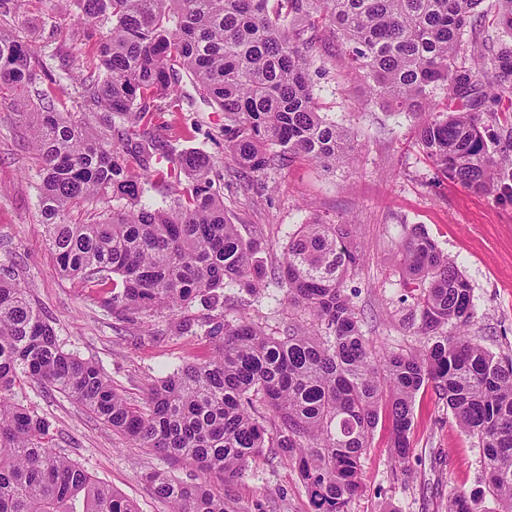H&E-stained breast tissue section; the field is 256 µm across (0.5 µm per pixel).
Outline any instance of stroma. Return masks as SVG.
Instances as JSON below:
<instances>
[{
  "instance_id": "obj_1",
  "label": "stroma",
  "mask_w": 512,
  "mask_h": 512,
  "mask_svg": "<svg viewBox=\"0 0 512 512\" xmlns=\"http://www.w3.org/2000/svg\"><path fill=\"white\" fill-rule=\"evenodd\" d=\"M74 27L71 16L50 10L46 0H18L9 30L40 48L45 63L40 87L56 108L76 113L98 131L99 112L88 110L69 80L58 77L60 55L88 60L96 53V37L73 38ZM329 51L326 73L316 86L317 102L329 119L349 130L356 157L354 165L336 173L297 160L268 169L261 188L245 189L243 169L224 153L223 113L206 105L188 81L183 90L191 105L162 113L156 121L184 147L222 160L224 211L243 237L263 239L260 256L266 267L280 263L290 236L311 219L356 224L352 246L363 261L347 280L346 292L378 352L407 353L423 344L404 320L410 302L395 257L403 225L420 224L472 288L475 317L468 335L496 355H512V194H476L439 176L416 143L419 116L371 101L343 52L334 45ZM38 187L39 161L19 100L0 93V271H9L27 289L65 349L98 364L130 403H140L153 381L184 362L210 356L204 332L180 329L184 320L208 316L201 303L123 322L101 307L95 290L61 277L40 222ZM278 294L273 287L257 294L225 291L223 313L229 319L246 316L273 336L309 322L307 312L289 308ZM13 397L52 423L62 452L132 499L139 512H170L145 475L161 469L184 479L188 466L132 446L82 406L31 380L18 382ZM410 440L409 461L395 463L389 423L380 418L361 459L362 491L347 512H448L452 493L484 489L481 443L457 425L433 388L416 396ZM224 498L230 512H314L293 464L267 455L250 461L238 479L225 484Z\"/></svg>"
}]
</instances>
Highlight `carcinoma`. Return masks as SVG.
<instances>
[{"label": "carcinoma", "instance_id": "carcinoma-1", "mask_svg": "<svg viewBox=\"0 0 512 512\" xmlns=\"http://www.w3.org/2000/svg\"><path fill=\"white\" fill-rule=\"evenodd\" d=\"M55 2L99 32L94 61L66 54L62 69L77 97L105 112L111 132L99 134L48 101L26 113L40 160L42 224L60 275L97 289L101 306L124 321L197 300L215 310L226 289L273 284L313 320L277 337L244 317L211 315L210 358L156 380L134 405L97 365L64 349L25 289L0 276V512H138L55 448L52 424L12 397L22 379L200 473L197 481L146 474L171 512H228L207 477L233 481L262 454L295 463L315 512H347L380 412L393 458L408 462L415 398L430 384L481 441L488 492L500 512H512V358L465 336L472 288L423 227L404 226L398 257L413 299L407 320L426 344L381 355L345 293L361 261L353 225H300L269 271L257 258L261 239H245L224 212L214 157L148 127L158 112L183 111L187 76L224 113V148L242 169L260 176L295 159L326 171L350 164L348 131L319 112L314 93L329 32L374 99L425 115L417 144L436 170L489 192L512 179V151L490 152L498 123L478 112L477 86L512 99V47L487 56L464 39L482 0ZM499 2L493 24L512 37V0ZM469 51L476 59L467 67ZM42 71L38 50L0 26V92L27 100ZM151 189L161 202L143 201ZM89 200L104 205L102 218L72 223L71 211ZM480 502L454 495L448 512H478Z\"/></svg>", "mask_w": 512, "mask_h": 512}]
</instances>
